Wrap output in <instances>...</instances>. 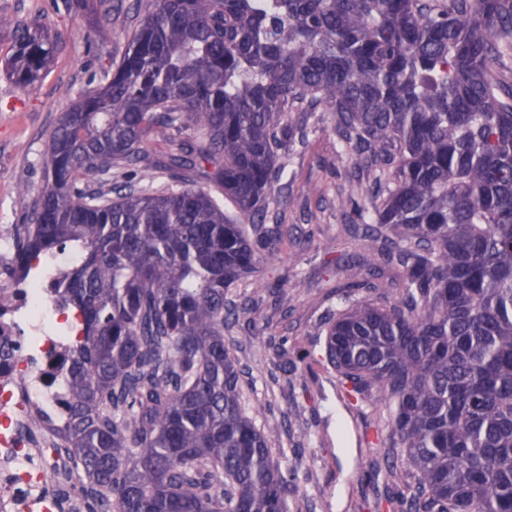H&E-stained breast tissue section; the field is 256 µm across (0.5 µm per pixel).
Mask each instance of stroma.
Instances as JSON below:
<instances>
[{
    "label": "stroma",
    "mask_w": 512,
    "mask_h": 512,
    "mask_svg": "<svg viewBox=\"0 0 512 512\" xmlns=\"http://www.w3.org/2000/svg\"><path fill=\"white\" fill-rule=\"evenodd\" d=\"M151 9L152 0H113L108 13L99 6L77 9L76 0H0V15L39 22L61 36L44 79L24 91L3 68L13 37L0 29V225L20 232L46 182L44 152L61 113L83 91L105 83ZM102 21L112 39L96 45L92 36ZM281 163L288 185L271 209L288 229V246L247 279L242 293L249 311L228 336L246 368L243 397L246 405L265 406L267 425L278 430L272 448L297 451L300 479L288 497L290 512H376L361 471L377 451L375 436L343 397L335 374L317 364L312 336L329 305L327 292L366 277L364 265L350 263L359 246L343 226L351 190L368 185L367 169L353 152L338 149L328 111L307 147ZM340 412L342 430L336 427Z\"/></svg>",
    "instance_id": "stroma-1"
}]
</instances>
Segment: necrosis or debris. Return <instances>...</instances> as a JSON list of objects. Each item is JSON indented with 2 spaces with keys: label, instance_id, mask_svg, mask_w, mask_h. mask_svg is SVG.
<instances>
[{
  "label": "necrosis or debris",
  "instance_id": "obj_1",
  "mask_svg": "<svg viewBox=\"0 0 512 512\" xmlns=\"http://www.w3.org/2000/svg\"><path fill=\"white\" fill-rule=\"evenodd\" d=\"M14 243L0 227V337H9L12 355L8 380L0 379V468L12 481L36 486L40 471L32 461L38 449L55 444L53 432L64 420L67 386L63 348L77 338L75 316L51 297V268L30 280L13 274Z\"/></svg>",
  "mask_w": 512,
  "mask_h": 512
}]
</instances>
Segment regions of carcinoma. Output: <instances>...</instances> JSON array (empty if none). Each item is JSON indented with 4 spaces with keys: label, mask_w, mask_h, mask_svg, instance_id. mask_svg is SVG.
Here are the masks:
<instances>
[{
    "label": "carcinoma",
    "mask_w": 512,
    "mask_h": 512,
    "mask_svg": "<svg viewBox=\"0 0 512 512\" xmlns=\"http://www.w3.org/2000/svg\"><path fill=\"white\" fill-rule=\"evenodd\" d=\"M153 2L108 83L59 118L15 243L22 279L82 254L52 289L81 325L45 482L81 468L87 512H288L299 470L243 405L225 336L244 310L232 289L288 245L267 226L279 155L324 106L373 168L349 198L368 277L316 327L319 363L386 434L363 480L397 512H512V83L497 70L512 0ZM4 27L25 90L58 41ZM149 135L176 150L151 159ZM200 170L254 236L191 186ZM397 451L410 483L381 493Z\"/></svg>",
    "instance_id": "1"
}]
</instances>
